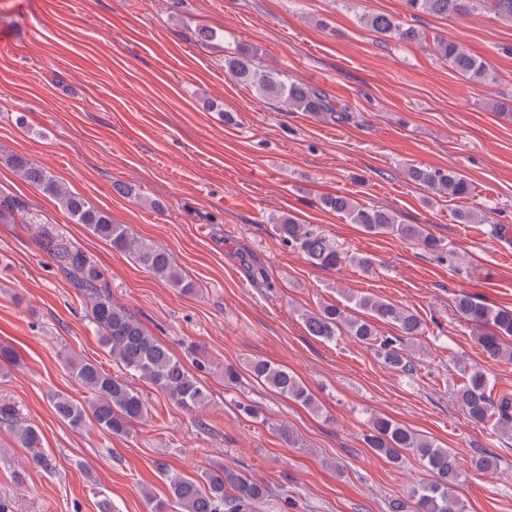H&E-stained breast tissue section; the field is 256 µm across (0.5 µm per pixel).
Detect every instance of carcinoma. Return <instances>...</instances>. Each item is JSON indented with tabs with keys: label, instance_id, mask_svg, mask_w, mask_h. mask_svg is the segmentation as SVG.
I'll use <instances>...</instances> for the list:
<instances>
[{
	"label": "carcinoma",
	"instance_id": "1",
	"mask_svg": "<svg viewBox=\"0 0 512 512\" xmlns=\"http://www.w3.org/2000/svg\"><path fill=\"white\" fill-rule=\"evenodd\" d=\"M405 6L414 18L422 14L464 18L481 7L512 24V0H405ZM363 21L384 40L422 41L420 29L399 23L386 14L370 13ZM194 39L204 46L219 44L224 41V31L202 25L194 31ZM435 51L468 82L495 81L486 62L458 43L437 39ZM224 68L258 96L276 101L291 112H311L335 124H347L352 119L351 113L335 105L326 90L288 81L277 70L257 63L255 55L242 44L224 48ZM8 163L26 182L53 198L75 223L85 225L113 249L130 254L140 267L169 287L183 293L194 291L196 284L182 274L166 249L130 235L125 225L114 223L108 212L70 191L42 165L22 155L10 157ZM407 176L434 193L453 199L467 198L472 192L471 183L449 168L412 166ZM318 203L360 225L370 235H390L420 247L439 261L453 262V252L442 240L427 232L422 224L404 223L390 209L365 206L351 193L321 195ZM25 213L21 200L0 195V219L8 215L25 224L34 223L33 219L24 217ZM270 221L279 241L300 251L315 268L336 269L348 262L364 273L374 271L371 258L347 255L335 240L309 224H300L290 215L273 216ZM36 238L42 252L85 298L91 322L113 360L126 372L155 385L175 405L191 411L201 408L206 396L197 376L167 346L150 335L131 311L112 302L103 272L54 228L38 226ZM350 302L361 310L360 315L349 313L348 308L337 303L322 304L315 311L302 313L309 335L328 341L348 336L374 351L389 369L413 373L414 360L406 349V340L426 332L422 319L404 307L370 295H355ZM456 312L471 326L475 343L489 359L512 362V345L506 343L512 337V308L491 306L463 295L456 300ZM379 323L391 325L397 334L380 335ZM72 370L93 398L82 404L63 393L52 394L51 401L60 419L74 428L95 426L116 436L130 434L134 424L145 420V400L128 381L105 372L91 361H74ZM249 371L257 381L277 393L308 408L315 407L308 387L287 368L258 359L250 363ZM453 396L472 421L488 425L496 432L512 433V391H494L483 371H472L463 384L453 389ZM0 425L8 428L23 447L32 450L34 461H44L39 451L42 444L39 430L23 423L9 403L0 404ZM363 442L396 466L405 462L406 454L412 453L434 476L432 482L413 491V503L395 499L389 503V512H465L464 504L455 495L460 475L451 449L381 415L370 416ZM472 465L479 471L495 472L497 457L481 451L473 457ZM169 487L168 499L149 497L152 512H255L269 498V490L263 483L222 466L202 471L197 479L173 474L169 477Z\"/></svg>",
	"mask_w": 512,
	"mask_h": 512
}]
</instances>
